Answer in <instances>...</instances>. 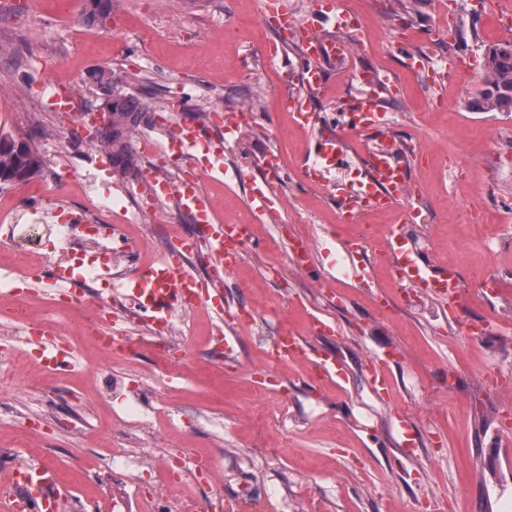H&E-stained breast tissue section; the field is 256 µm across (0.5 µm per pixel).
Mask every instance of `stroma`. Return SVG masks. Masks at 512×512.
Listing matches in <instances>:
<instances>
[{
	"label": "stroma",
	"mask_w": 512,
	"mask_h": 512,
	"mask_svg": "<svg viewBox=\"0 0 512 512\" xmlns=\"http://www.w3.org/2000/svg\"><path fill=\"white\" fill-rule=\"evenodd\" d=\"M365 16V46L344 62L326 65L327 87L310 106L325 129L345 136V163L326 184L303 179L300 160L311 138L276 105L285 69L297 67L301 50L285 47L268 58L274 28L258 22V0H116L107 26L82 24V0H0V136L32 138L45 164L39 175L0 185V208L14 207L20 224H58L82 211L86 199L122 209L126 224L153 232L132 251H99L97 263L127 271L164 252L172 233L190 234L193 221L174 196L148 200L139 177L118 178L96 148L72 141L69 112L48 110L46 79L72 85L84 105L95 102L88 76L112 69L116 76L148 78L155 98L174 105L172 119L195 123L203 140L218 137L209 119L193 121L182 103L209 114L252 107L253 117L224 147L225 174L202 182L215 216L226 224L250 217L257 244L224 281V299L255 312L254 323L235 330L234 365H226L211 339L217 320L206 309L174 321L173 349L189 348L190 361L162 362L151 331L128 320L136 338L130 352H115L109 373L95 367L104 356L90 336L70 334L65 344L78 359L65 373L41 372V353L27 346L35 374L26 385L0 379V397L35 428L0 422V464L23 449L29 464L53 468L72 487L75 503L98 501L115 512H208L223 500L226 512H512V446H503L498 421L512 414V394L488 385L485 367L512 375V112H484L473 100L477 84L458 74L429 82L411 72L396 50L409 43L426 67L462 55L466 71L481 72L487 46L506 42L498 12L488 0H340ZM394 81L379 119L406 147L425 146L409 179L421 187L411 211L364 214L343 223L338 185L363 180L369 137L346 130L358 72ZM278 152L285 168L273 191L281 204L253 216L248 198L262 185L260 157ZM468 206L460 220L459 206ZM368 225L364 253L343 246ZM400 225L424 243L435 266H457L463 319L486 324L478 338L462 334L434 302L409 298L390 263L377 259L380 241ZM311 244L312 271L299 270L291 243ZM375 281L360 288L352 269ZM500 277L495 297L476 295L488 276ZM11 291L0 305H35L36 314L67 326L80 311L55 303L54 286L0 270ZM390 296L380 309L374 294ZM320 319L334 326L315 334ZM344 362L334 385L303 380L292 362L271 368L266 349L282 329ZM390 344L391 400L374 395L367 363ZM404 410L417 442L411 470L395 458L393 416ZM279 454H271L272 445ZM208 460L205 481L181 467V453Z\"/></svg>",
	"instance_id": "35a3bbf8"
}]
</instances>
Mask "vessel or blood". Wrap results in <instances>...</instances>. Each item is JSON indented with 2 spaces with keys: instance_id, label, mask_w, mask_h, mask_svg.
<instances>
[{
  "instance_id": "vessel-or-blood-1",
  "label": "vessel or blood",
  "mask_w": 512,
  "mask_h": 512,
  "mask_svg": "<svg viewBox=\"0 0 512 512\" xmlns=\"http://www.w3.org/2000/svg\"><path fill=\"white\" fill-rule=\"evenodd\" d=\"M355 17V12L338 7L336 0H315L310 20L303 23L296 21L286 0H264L262 9L265 22L275 26L284 37L301 43L303 63L297 67L296 73L298 79L312 90L325 85L323 63L343 57L353 49L349 43L319 38L315 32L316 25L327 23L336 26ZM379 110L376 97L361 93L352 99L347 115L350 130L370 133L375 142L365 158V182L357 193H348L340 198V210L348 223L357 222L365 212L385 210L407 201L412 195L406 175L410 160L396 149L392 137L382 130L378 121ZM143 145L169 157L182 156L193 148L201 150L196 174L181 180L175 191L184 210L192 216L199 229L198 236L188 240L186 246L204 250L210 256L216 278L210 287H202L179 256L168 254L123 279L119 295L124 296L136 312L145 314L150 327L156 329L166 326L177 312L194 307H205L219 314L229 312L234 321L249 325L251 315L246 306L240 304L230 310L223 302L224 278L240 265L244 240L234 225L212 223L211 201L201 187L204 176L221 168L223 138L201 141L197 129L185 125L176 135L164 136L160 141L147 139ZM343 159L341 135L333 131L321 132L314 139L312 155L304 160L302 174L308 181L323 182L326 173L335 169ZM381 252L390 261L398 282L421 286L427 296L447 309L450 317H457L461 289L457 267L433 269L419 264L414 257L411 237L398 226L392 227L384 238ZM49 276L55 286L64 288L83 279L85 269L80 264L58 266L50 271ZM396 357V352L389 351L372 362L369 372L376 395L383 396L391 391L392 381L386 367ZM267 358L273 364L288 360L308 362L325 379L342 375L338 357L306 347L304 339L290 331L280 332L274 338ZM395 428L400 435L398 455L405 461H413L415 441L404 414H396ZM5 481L11 492L0 498V512H62L64 488L52 469L16 464L9 468Z\"/></svg>"
}]
</instances>
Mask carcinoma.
I'll return each instance as SVG.
<instances>
[{
  "mask_svg": "<svg viewBox=\"0 0 512 512\" xmlns=\"http://www.w3.org/2000/svg\"><path fill=\"white\" fill-rule=\"evenodd\" d=\"M114 0H85L81 15L85 24H105L112 17ZM96 88L99 108L110 118L98 130V141L105 148L113 173L127 177L139 171L140 158L132 137L141 125L149 123L152 113L165 108V103L150 106L143 97L119 88L112 70L98 68L90 75ZM482 89L474 103L487 112H512V44L493 45L485 50ZM43 160L27 139L3 138L0 141V177L22 175L25 182L41 172Z\"/></svg>",
  "mask_w": 512,
  "mask_h": 512,
  "instance_id": "carcinoma-1",
  "label": "carcinoma"
}]
</instances>
